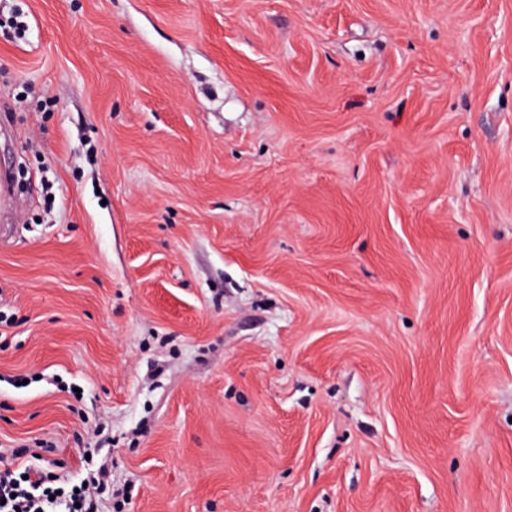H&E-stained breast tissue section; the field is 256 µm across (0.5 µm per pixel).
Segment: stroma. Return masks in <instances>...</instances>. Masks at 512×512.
<instances>
[{"label":"stroma","mask_w":512,"mask_h":512,"mask_svg":"<svg viewBox=\"0 0 512 512\" xmlns=\"http://www.w3.org/2000/svg\"><path fill=\"white\" fill-rule=\"evenodd\" d=\"M1 162L20 466L512 512V0H0Z\"/></svg>","instance_id":"35a3bbf8"}]
</instances>
